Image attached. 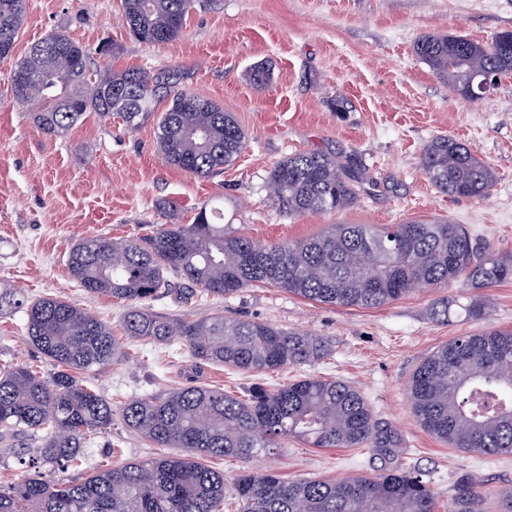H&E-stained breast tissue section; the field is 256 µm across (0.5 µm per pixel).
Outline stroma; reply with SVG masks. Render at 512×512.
<instances>
[{
	"label": "stroma",
	"instance_id": "1",
	"mask_svg": "<svg viewBox=\"0 0 512 512\" xmlns=\"http://www.w3.org/2000/svg\"><path fill=\"white\" fill-rule=\"evenodd\" d=\"M121 13V0H26L13 53L0 58V286L20 288L31 299L79 303L111 326L122 356L81 378L116 409L127 398L190 384L243 396L258 383L333 378L355 386L376 419L398 434L399 466L425 475L438 512H446L460 477L489 493L512 485V453L485 457L448 447L419 426L408 398L417 367L448 341L512 329V281L419 288L375 309L326 305L266 285L226 297L189 299L174 291L151 302V311L162 316L265 322L310 332L332 348L314 364L249 374L197 365L165 344L125 339V302L86 294L67 266L82 238L133 239L160 224H189L198 207L217 197L224 200L225 223L261 243L311 238L334 224L444 219L512 253V75L485 99L470 102L414 51L426 34L490 44L512 30V0H196L182 36L160 46L131 38ZM54 30L93 49L107 40L119 44L120 53L108 60L112 67L174 71L180 88L234 114L246 134L243 152L219 174L198 179L162 160L152 119L131 131L120 118L91 113L63 135L43 134L13 99L10 77L16 59ZM257 65L268 73L261 88L250 80ZM338 100L344 111H333ZM438 135L462 141L494 170L486 197H451L428 181L420 157ZM310 151L362 157L366 175L354 206L292 217L279 211L266 186L269 171L290 154ZM451 297L486 304L489 314L433 320L432 308ZM17 365L47 377L55 371L28 342L21 310L0 315V369ZM159 454L116 413L79 465L47 466L43 477L75 480L102 464ZM208 464L223 471L230 486L246 470L339 479L374 473L385 460L369 448L292 443L248 462L212 458Z\"/></svg>",
	"mask_w": 512,
	"mask_h": 512
}]
</instances>
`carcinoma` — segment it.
<instances>
[{"label": "carcinoma", "mask_w": 512, "mask_h": 512, "mask_svg": "<svg viewBox=\"0 0 512 512\" xmlns=\"http://www.w3.org/2000/svg\"><path fill=\"white\" fill-rule=\"evenodd\" d=\"M194 2L122 0L126 30L147 45L173 42ZM25 13L26 0H0V58L13 53ZM414 50L468 100L472 76L512 74L508 30L486 46L462 35H426ZM10 88L48 136L66 132L87 112L101 118L116 113L135 128L164 97L159 153L167 165L195 178L232 164L246 145L233 113L178 87L175 73L94 69L90 49L62 33L38 41L15 63ZM420 165L451 197L481 198L495 180L488 165L446 135L429 141ZM365 170L353 154L300 152L271 169L267 186L288 216L338 212L357 202ZM68 269L85 292L127 303V338L176 342L197 363L265 373L315 363L331 349L319 336L264 322L157 315L149 302L169 286L168 276L214 297L266 284L323 304L379 308L417 288H486L510 280L512 255H501L447 220L334 224L310 239L260 243L224 226V209L214 205L200 207L191 224H161L135 240L82 239L68 255ZM454 306L472 317L484 315L482 307L446 299L432 317L446 321ZM12 309L24 310L29 340L56 372L48 379L26 366L0 370V442L21 460L32 456L19 484L0 486V512H224V474L203 464L204 457L249 461L295 440L312 448L367 446L388 458L400 452L396 433L381 427L359 390L341 380L307 376L258 386L245 399L189 385L120 406L126 426L150 445L184 453L49 483L38 468L79 463L87 440L112 426V402L77 373L118 359L121 348L112 329L77 303L30 300L17 288L0 287V312ZM409 398L419 425L449 447L486 457L512 453V330L450 340L416 369ZM34 439L41 446L31 449L28 441ZM232 492L242 512H437L423 474L398 468L339 480L247 472ZM486 500L475 483L461 478L449 512H489Z\"/></svg>", "instance_id": "1"}]
</instances>
